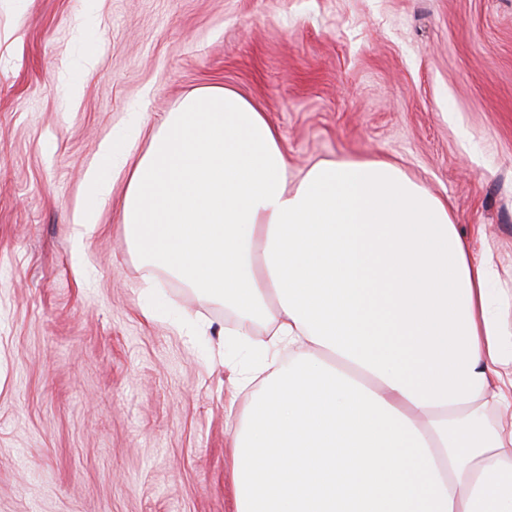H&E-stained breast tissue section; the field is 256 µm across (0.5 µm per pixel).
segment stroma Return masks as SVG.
I'll return each mask as SVG.
<instances>
[{"label":"stroma","mask_w":512,"mask_h":512,"mask_svg":"<svg viewBox=\"0 0 512 512\" xmlns=\"http://www.w3.org/2000/svg\"><path fill=\"white\" fill-rule=\"evenodd\" d=\"M211 86L289 180L393 160L512 278V0H0V512H233L223 305L135 257L124 175L77 233L104 144L143 154Z\"/></svg>","instance_id":"35a3bbf8"}]
</instances>
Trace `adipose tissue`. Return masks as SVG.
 Segmentation results:
<instances>
[{"mask_svg":"<svg viewBox=\"0 0 512 512\" xmlns=\"http://www.w3.org/2000/svg\"><path fill=\"white\" fill-rule=\"evenodd\" d=\"M124 169L137 257L223 302L257 353L231 442L234 512H512V282L496 247L384 158L296 183L229 87L106 143L88 215Z\"/></svg>","mask_w":512,"mask_h":512,"instance_id":"ef3b65f1","label":"adipose tissue"}]
</instances>
